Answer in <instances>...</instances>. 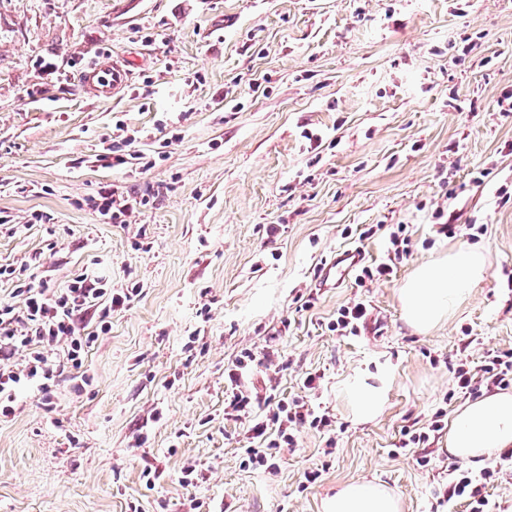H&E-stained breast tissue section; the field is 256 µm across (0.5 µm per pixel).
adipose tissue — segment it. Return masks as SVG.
Returning a JSON list of instances; mask_svg holds the SVG:
<instances>
[{
	"mask_svg": "<svg viewBox=\"0 0 512 512\" xmlns=\"http://www.w3.org/2000/svg\"><path fill=\"white\" fill-rule=\"evenodd\" d=\"M486 274V259L478 248L465 247L432 259L414 270L399 290L406 323L428 332L450 319ZM391 378L364 375L350 378L345 393L357 420L367 422L381 412ZM512 446V393L496 392L467 402L456 412L448 430V450L458 460L478 464ZM322 512H402L399 498L373 482L339 486L322 502Z\"/></svg>",
	"mask_w": 512,
	"mask_h": 512,
	"instance_id": "obj_1",
	"label": "adipose tissue"
}]
</instances>
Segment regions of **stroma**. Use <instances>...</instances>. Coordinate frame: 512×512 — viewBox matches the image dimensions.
I'll return each mask as SVG.
<instances>
[{
  "instance_id": "1",
  "label": "stroma",
  "mask_w": 512,
  "mask_h": 512,
  "mask_svg": "<svg viewBox=\"0 0 512 512\" xmlns=\"http://www.w3.org/2000/svg\"><path fill=\"white\" fill-rule=\"evenodd\" d=\"M113 58L129 91L87 94L83 71ZM510 86L512 0H0V265L40 254L31 280L55 291L83 272L143 286L105 333L84 316L97 338L50 400L26 385L0 413V512H321L360 480L402 512H467L448 500L447 432L395 448L469 401L458 363L512 349ZM110 149L145 162L109 166ZM103 187L138 199L128 223L99 214ZM399 228L390 278L316 287L342 247L386 261ZM466 246L485 278L414 331L400 288ZM358 300L359 335L330 331ZM246 349V386L332 419L274 450L273 475L244 465L253 441L224 414ZM358 372L392 376L369 422L345 394ZM442 417L443 414L438 413L435 415L432 422L428 425V427H424L421 431L411 430V429H405L402 432V436L404 437L401 439V444L398 446L399 449H405V448H415L419 447L420 444H425L430 439V434H435L436 432L442 431L444 428V425H442ZM410 445H418V446H410Z\"/></svg>"
}]
</instances>
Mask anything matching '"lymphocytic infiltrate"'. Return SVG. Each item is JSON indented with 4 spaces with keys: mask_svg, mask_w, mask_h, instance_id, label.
I'll return each mask as SVG.
<instances>
[{
    "mask_svg": "<svg viewBox=\"0 0 512 512\" xmlns=\"http://www.w3.org/2000/svg\"><path fill=\"white\" fill-rule=\"evenodd\" d=\"M17 292L24 298L23 307L0 304V411L11 412L16 389L25 382L38 383L42 393H50L51 384L66 368H80L81 354L89 346L90 337L80 335L77 321L89 310H97L100 318H109L112 311L127 307L140 295L139 287L122 292L99 286L88 274L76 276L62 291L37 288L29 283L18 284ZM67 339L69 350L65 360H54L44 350L60 339ZM28 350L23 365L12 364L17 350ZM253 352H242L234 369L229 370L225 416L246 422L250 438L260 445L245 451V461L255 467L267 466L268 451L284 445H294L299 428L319 431L331 425L328 413H320L299 400L279 401L270 417L257 413L258 396L246 388L243 380L254 362ZM454 379L459 389L473 391L481 385L506 387L512 385V349L488 352L479 371L458 366ZM512 469V453L504 452L495 470L480 475L462 471L458 465L448 468V496L463 500L468 512H493L494 506L481 493V484L493 474Z\"/></svg>",
    "mask_w": 512,
    "mask_h": 512,
    "instance_id": "lymphocytic-infiltrate-1",
    "label": "lymphocytic infiltrate"
}]
</instances>
